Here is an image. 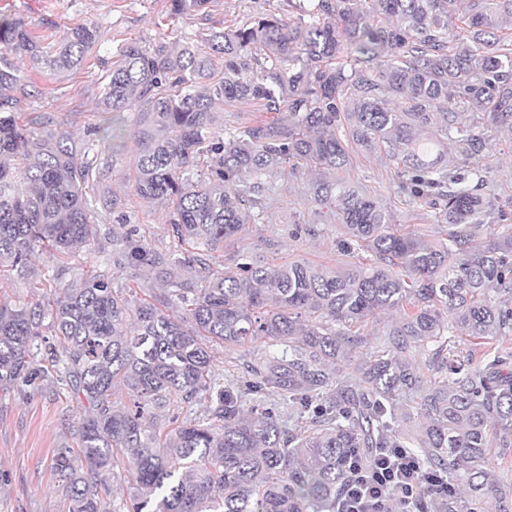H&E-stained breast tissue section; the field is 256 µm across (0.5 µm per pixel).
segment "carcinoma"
Returning a JSON list of instances; mask_svg holds the SVG:
<instances>
[{
    "mask_svg": "<svg viewBox=\"0 0 512 512\" xmlns=\"http://www.w3.org/2000/svg\"><path fill=\"white\" fill-rule=\"evenodd\" d=\"M211 0H172L173 15L200 26L180 44L125 45L106 67L99 104L112 113V152L128 148L120 120L139 104L135 195L173 205V237L193 246L172 254L129 233L112 241L118 269H145L165 288L131 298L91 274L55 283L47 309L0 305V388L32 380L42 326L59 346L60 378L88 404L79 448H60L52 469L69 512H106L99 489L119 477L137 494L114 512H336L349 480L344 462L378 448H409L432 471L453 472L465 494L447 512H512V482L495 477L489 448L512 449V210L481 189L480 164L496 128L512 129V0H288L274 14L216 29ZM100 40L79 23L43 45L25 21L0 13V273L30 270L46 252L74 257L100 246L98 208L86 187L102 184L93 143L41 117L24 119L31 74L24 54L52 76L79 69ZM256 103L272 120L221 137L219 106ZM487 116L488 123L481 122ZM394 169L393 187L429 200L448 242L398 232L381 202L347 182L312 183L334 208L341 248L358 245L369 263L336 270L273 265L242 254L221 270L207 257L236 240L250 209L283 165L342 171L355 152ZM399 320L388 349L369 360L350 328L380 313ZM470 338V353L448 332ZM274 342L282 351L237 380L241 400L220 384L211 347ZM427 356L429 380L415 355ZM349 365L343 373L340 363ZM129 402L117 405L116 388ZM417 393L423 419L410 436L400 392ZM278 396L309 413L283 426ZM209 404L206 418L170 430L173 406Z\"/></svg>",
    "mask_w": 512,
    "mask_h": 512,
    "instance_id": "1",
    "label": "carcinoma"
}]
</instances>
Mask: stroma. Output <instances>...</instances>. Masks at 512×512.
<instances>
[{
  "label": "stroma",
  "instance_id": "35a3bbf8",
  "mask_svg": "<svg viewBox=\"0 0 512 512\" xmlns=\"http://www.w3.org/2000/svg\"><path fill=\"white\" fill-rule=\"evenodd\" d=\"M0 10L20 16L39 36L60 39L74 24L86 20L97 24L100 41L88 53L82 67L65 77L34 74L36 92L29 98V112L42 115L48 128L62 127L81 138H89L92 127L105 124L108 117L98 104L103 64L116 56L125 44L139 43L152 48L192 36L195 27L183 19H170V0H0ZM287 16V0H213L211 22L215 27L235 26L255 14ZM497 147L484 159L491 172L486 194L500 203L512 200V132L496 134ZM107 173L106 184L121 198V214H107L101 224L102 247L82 253L78 259L36 256L33 264L42 278H61L70 283L83 274L106 272L112 285L129 289L139 283L137 270H116L112 266L113 239L129 229L150 246L180 254L167 216L166 201L145 202L135 196L130 153L99 154ZM393 170L382 157L356 153L342 179L365 193L382 198L397 229L430 235L435 241L446 237L434 209L422 202H408L394 193ZM315 173L307 167L283 168L272 177L273 187L263 206L254 208V220L224 251L212 259L215 267L231 264L240 254L265 256L280 265L305 261L329 269L349 262H364L370 255L362 248L343 251V234L330 210L317 204L310 191ZM270 348L254 344L234 351L215 347L213 368L224 386H235L248 365L261 362ZM44 375L32 382L0 390V512H67L65 494L51 469L57 449L76 447V429L83 408L70 389L49 369L46 354L37 357Z\"/></svg>",
  "mask_w": 512,
  "mask_h": 512
}]
</instances>
